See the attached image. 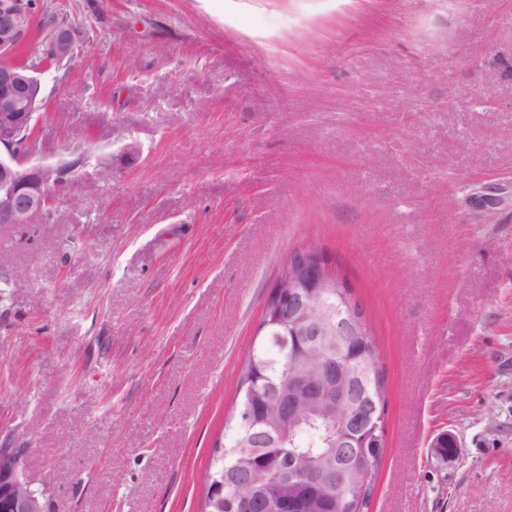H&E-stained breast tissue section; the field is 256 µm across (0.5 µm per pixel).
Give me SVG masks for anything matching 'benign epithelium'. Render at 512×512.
I'll return each mask as SVG.
<instances>
[{
    "instance_id": "obj_1",
    "label": "benign epithelium",
    "mask_w": 512,
    "mask_h": 512,
    "mask_svg": "<svg viewBox=\"0 0 512 512\" xmlns=\"http://www.w3.org/2000/svg\"><path fill=\"white\" fill-rule=\"evenodd\" d=\"M20 0H0V50L10 51L28 37L33 18L20 8ZM49 44L60 60L76 57L80 40L73 28L61 26L49 31ZM43 67L40 65L16 69L0 67V226L28 224L31 218L45 211L49 195L56 188L53 177L60 163H35L37 149L22 150L26 130L37 124V106L43 91ZM137 143L129 142L112 156V170L124 169L138 159ZM288 273H280L274 285L273 296L288 303V313L300 316L289 322L267 303L264 306L262 329L277 328L282 350L293 356L301 343L318 352L324 361L321 377L297 376L288 372L265 384L271 396L270 405L282 417L299 416L302 403L310 398H321L336 406V433L346 440L350 433L363 428L380 427L381 416L375 402L348 407L341 393L334 389V378L339 371L355 373L361 365L342 357L341 346L325 347L322 337L332 333L345 335L352 308L344 301L332 303L335 290L350 287L349 282L336 274L330 258L317 246L304 245L295 250L286 264ZM433 454L446 460L454 454V438L439 434L431 444ZM302 455L291 452L288 464L292 478L307 482L312 478L311 467L301 462ZM323 487L345 494L349 487L329 467L323 477ZM9 512H46V493L37 492L23 472L22 457L12 448H0V503ZM263 512H294L297 504L286 498H270L260 504Z\"/></svg>"
}]
</instances>
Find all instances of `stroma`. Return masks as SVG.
<instances>
[{
  "instance_id": "1",
  "label": "stroma",
  "mask_w": 512,
  "mask_h": 512,
  "mask_svg": "<svg viewBox=\"0 0 512 512\" xmlns=\"http://www.w3.org/2000/svg\"><path fill=\"white\" fill-rule=\"evenodd\" d=\"M83 44L44 77L47 161L108 185L0 229V447L50 512H199L285 258L314 244L386 373L369 512H512V0H57ZM495 99L485 109L484 99ZM451 433L457 453L431 443Z\"/></svg>"
}]
</instances>
